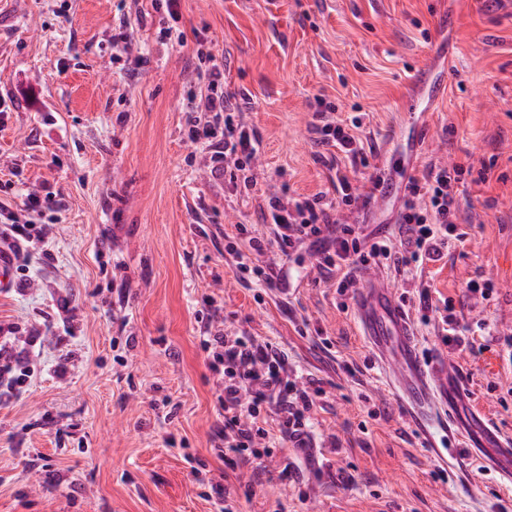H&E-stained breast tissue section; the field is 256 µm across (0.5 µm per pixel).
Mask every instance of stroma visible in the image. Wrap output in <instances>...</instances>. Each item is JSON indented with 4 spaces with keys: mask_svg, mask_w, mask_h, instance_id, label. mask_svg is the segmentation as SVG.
<instances>
[{
    "mask_svg": "<svg viewBox=\"0 0 512 512\" xmlns=\"http://www.w3.org/2000/svg\"><path fill=\"white\" fill-rule=\"evenodd\" d=\"M152 0H0V200L53 202L47 259L33 260L27 293L0 289V319L41 333L29 351L39 378L0 403V512H512V481L483 453L434 446L380 378L377 354L316 257L302 253L287 292L248 287L224 250L236 225L259 219L244 186L210 177L185 131L196 81V38L225 54L231 89L249 95L245 123L262 135V187L335 197V173L315 158L317 98L358 131L378 169L394 145L407 174L431 162L467 167L460 186L464 242L415 281L384 267L405 297L426 358H448L464 399L457 417L512 443V9L504 0H180L182 44L137 28L148 64L128 77L112 60L122 11ZM445 75L443 99L412 106L413 78ZM424 129L419 145L405 133ZM367 208L336 218L378 235L399 200L371 201L366 169L338 158ZM492 281L490 299L467 298ZM453 299L465 346L422 322L416 284ZM70 294L69 310L57 298ZM212 297L222 312L209 319ZM257 336L290 371L320 379L315 446L297 461L275 449L267 472L225 465L224 412L201 345L204 329ZM65 378L51 372L61 350ZM444 457H437V450ZM229 496L217 503L213 483Z\"/></svg>",
    "mask_w": 512,
    "mask_h": 512,
    "instance_id": "obj_1",
    "label": "stroma"
}]
</instances>
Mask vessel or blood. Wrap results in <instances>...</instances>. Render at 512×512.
<instances>
[{"label": "vessel or blood", "mask_w": 512, "mask_h": 512, "mask_svg": "<svg viewBox=\"0 0 512 512\" xmlns=\"http://www.w3.org/2000/svg\"><path fill=\"white\" fill-rule=\"evenodd\" d=\"M354 293L362 334L372 346L379 350L390 339L400 342L393 362L382 369L388 384L398 386L414 427L428 431L434 415H445L449 437L470 444L468 432L452 418L460 394L455 371L444 360L423 361L405 309L382 285L379 269H364Z\"/></svg>", "instance_id": "vessel-or-blood-1"}]
</instances>
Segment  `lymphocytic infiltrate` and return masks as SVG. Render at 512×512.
<instances>
[{
  "mask_svg": "<svg viewBox=\"0 0 512 512\" xmlns=\"http://www.w3.org/2000/svg\"><path fill=\"white\" fill-rule=\"evenodd\" d=\"M196 59L204 88L191 97L186 109L187 137L205 145L214 176H227L232 185L240 181L245 187H257L260 176L252 171L250 163L259 151L261 136L240 118L248 98L228 90L226 57L213 53L205 39L197 41ZM335 112L334 105L318 99L311 128L315 144L338 149L352 164H365L363 140ZM464 173L460 166L430 164L422 177H408L397 219L399 237L395 240L379 237L371 241L361 227L337 223V204L349 206L357 201L351 181L342 171L336 174L340 200L323 195L296 198L266 194L259 217L271 225L272 241L283 256L298 250L317 253L319 271L335 278L336 292L344 297L355 287V273L360 267L385 263L408 273L438 260L450 241L460 239L457 193ZM24 207L25 212L20 215L0 203V254L14 263L13 286L20 293L30 284L28 272L34 249L48 244L41 222L45 199L27 195ZM237 230L246 237L247 252H240L233 241L227 243L226 249L236 257L238 279L248 285L286 287L290 281L288 268L275 269L258 261L267 242L249 235L245 225H238ZM17 331L16 325H0V394L23 393L35 374L27 363L26 348L9 340ZM202 343L211 357L210 368L219 379L218 402L224 412L221 437L236 461L253 464L271 456V446L260 449L256 442L269 436L263 426L264 413L274 403L279 406L281 441L307 450L311 415L324 394L319 381L299 379L289 371L282 351L253 336H227L214 331L203 337Z\"/></svg>",
  "mask_w": 512,
  "mask_h": 512,
  "instance_id": "lymphocytic-infiltrate-1",
  "label": "lymphocytic infiltrate"
}]
</instances>
